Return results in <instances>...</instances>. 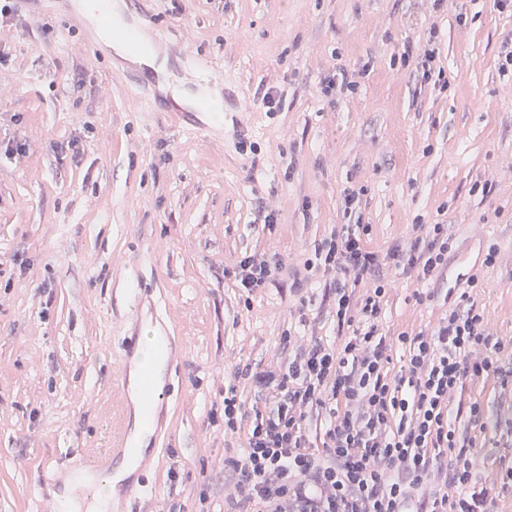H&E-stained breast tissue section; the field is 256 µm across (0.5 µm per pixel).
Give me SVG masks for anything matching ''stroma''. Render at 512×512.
<instances>
[{
    "label": "stroma",
    "instance_id": "35a3bbf8",
    "mask_svg": "<svg viewBox=\"0 0 512 512\" xmlns=\"http://www.w3.org/2000/svg\"><path fill=\"white\" fill-rule=\"evenodd\" d=\"M78 4L19 0L0 21V512H40L56 475L109 455L125 338L139 327L174 337L179 354L163 436L149 440L163 451L144 474L151 506L224 512L237 496L224 471V382L237 377L259 399L250 373L279 372L311 340L296 308L336 341L327 293L296 280L345 223V189H361L357 214L379 254L415 224L451 225L457 243L424 305L408 275L384 266L385 333L431 330L450 272L493 244L480 309L490 334L512 337V77L499 73L512 8L148 0L169 72L208 89L209 111L224 115L218 141L173 121L162 84L136 86L133 64L93 52L65 22ZM429 43L446 87L392 62ZM202 60L215 80L201 77ZM75 73L80 87L66 88ZM343 75L356 90L325 97V81ZM250 252L280 269L248 298L224 272ZM459 401L485 409L474 473L497 479L494 508L512 512V399L488 379Z\"/></svg>",
    "mask_w": 512,
    "mask_h": 512
}]
</instances>
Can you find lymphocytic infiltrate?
Segmentation results:
<instances>
[{
  "label": "lymphocytic infiltrate",
  "mask_w": 512,
  "mask_h": 512,
  "mask_svg": "<svg viewBox=\"0 0 512 512\" xmlns=\"http://www.w3.org/2000/svg\"><path fill=\"white\" fill-rule=\"evenodd\" d=\"M368 230L331 228L304 264L332 288L341 344L318 340L289 355L267 382L266 410L249 411L235 380L224 386V431L246 432L243 447L224 456L242 494L229 512H491L497 481L476 478L471 465L488 420L476 402L460 414L453 396L465 382L490 377L512 390V339L492 337L484 326L474 296L481 270L469 274L431 332L387 337L386 283ZM453 244L447 225L417 224L408 249L392 258L425 283L447 269ZM278 269L250 253L227 277L250 294ZM397 347L403 355L395 371ZM479 347L486 354L473 359ZM448 484L455 494L445 493Z\"/></svg>",
  "instance_id": "1"
}]
</instances>
